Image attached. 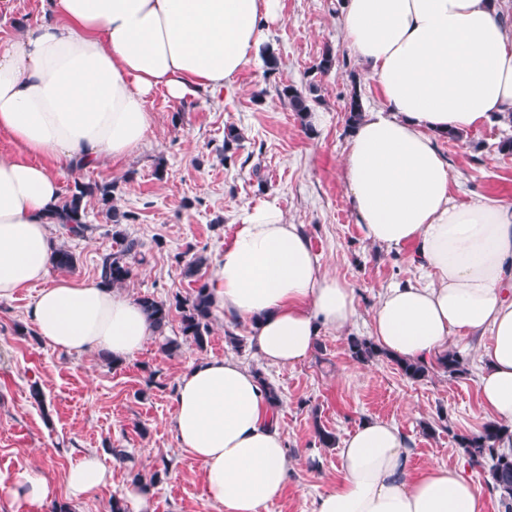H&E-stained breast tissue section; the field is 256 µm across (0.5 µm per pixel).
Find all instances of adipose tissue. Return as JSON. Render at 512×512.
Listing matches in <instances>:
<instances>
[{
    "mask_svg": "<svg viewBox=\"0 0 512 512\" xmlns=\"http://www.w3.org/2000/svg\"><path fill=\"white\" fill-rule=\"evenodd\" d=\"M345 40L383 97L352 132L342 173L356 224L371 243L412 245L432 280L386 288L371 334L394 357L429 362L479 343L477 390L492 420L512 427V202H459L443 133L512 113V35L498 0H342ZM279 0H51L50 14L0 42V130L24 153L0 159V300L39 286L32 323L55 349L132 358L151 334L137 302L98 281L49 280L48 226L61 178L132 155L154 117L146 101L224 88L255 56ZM214 305L247 321L268 365L301 363L321 328L356 322L355 291L330 275L303 225L272 203L245 207L211 286ZM172 426L202 466L220 512H264L288 481V455L258 374L210 358L178 378ZM412 440L366 418L339 450L340 478L315 512H484L462 467H411ZM111 474L88 452L66 473L73 497ZM15 496L44 512L55 489L34 469Z\"/></svg>",
    "mask_w": 512,
    "mask_h": 512,
    "instance_id": "ef3b65f1",
    "label": "adipose tissue"
}]
</instances>
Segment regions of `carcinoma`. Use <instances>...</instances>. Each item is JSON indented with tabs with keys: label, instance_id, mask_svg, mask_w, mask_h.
Instances as JSON below:
<instances>
[{
	"label": "carcinoma",
	"instance_id": "1",
	"mask_svg": "<svg viewBox=\"0 0 512 512\" xmlns=\"http://www.w3.org/2000/svg\"><path fill=\"white\" fill-rule=\"evenodd\" d=\"M279 96L288 102L292 111L309 117L312 112L313 98L302 89L294 85H285L279 90ZM347 122L354 126L362 117L363 109L361 96L357 90L350 92L346 103ZM114 189L112 183L76 182L61 205V227L66 233L82 236L90 229L85 222L86 200L95 198L101 204L107 218L113 224L112 238L117 245L116 250L107 253L101 262V282L112 288L122 286L135 275L137 256L142 254V244L121 229L135 217L121 212L114 205ZM183 263V273L188 278L195 279L197 286L193 292L186 296H177L174 301L158 300L152 295H143L137 298L144 315L146 316L152 333L160 341V350L166 355H173L180 349V343L165 334L172 314L178 313L180 317L181 335L193 342L199 349H204L210 335V324L213 318V305L211 301V288L202 280L201 271L207 263V258L199 253L191 257L178 256ZM52 266L58 270H71L75 267V257L69 251L59 247L52 256ZM352 359L359 362L373 361L383 355L382 351L373 341L359 336H352L348 342ZM401 373L410 380L421 381L425 379L430 368L424 363H416L403 359H394ZM437 367L448 373L451 378H458L466 374L462 358L455 351H448L437 358ZM508 431V427L487 422L482 430L470 435L455 436L456 443L462 449L469 461L476 465L489 466L488 487L499 494L504 507L512 510V455L506 454L497 448L501 435Z\"/></svg>",
	"mask_w": 512,
	"mask_h": 512
}]
</instances>
